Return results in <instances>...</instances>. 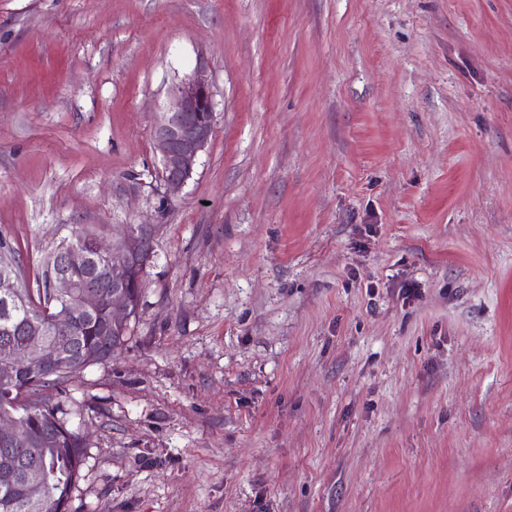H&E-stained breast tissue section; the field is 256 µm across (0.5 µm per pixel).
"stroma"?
I'll list each match as a JSON object with an SVG mask.
<instances>
[{
  "instance_id": "1",
  "label": "stroma",
  "mask_w": 512,
  "mask_h": 512,
  "mask_svg": "<svg viewBox=\"0 0 512 512\" xmlns=\"http://www.w3.org/2000/svg\"><path fill=\"white\" fill-rule=\"evenodd\" d=\"M142 223L123 351L25 398L85 439L69 512H512V0H0L21 280ZM170 97L172 105L154 125L152 138L163 161L166 189L175 194L191 177L213 135L215 104L211 86L198 74L175 84Z\"/></svg>"
}]
</instances>
